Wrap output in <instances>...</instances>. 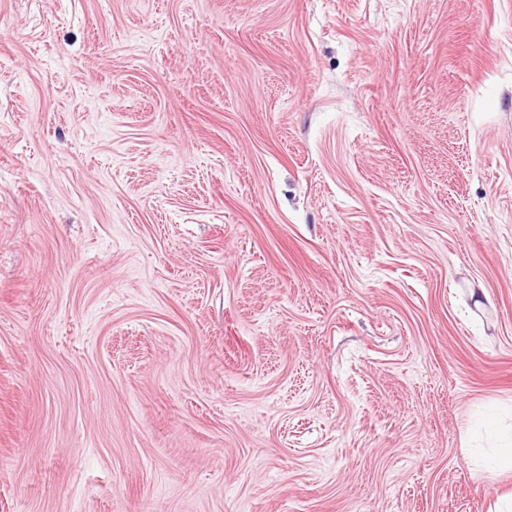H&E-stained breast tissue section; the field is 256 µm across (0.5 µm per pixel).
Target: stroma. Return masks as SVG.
Segmentation results:
<instances>
[{
    "mask_svg": "<svg viewBox=\"0 0 512 512\" xmlns=\"http://www.w3.org/2000/svg\"><path fill=\"white\" fill-rule=\"evenodd\" d=\"M488 415L512 0H0V512H492Z\"/></svg>",
    "mask_w": 512,
    "mask_h": 512,
    "instance_id": "obj_1",
    "label": "stroma"
}]
</instances>
